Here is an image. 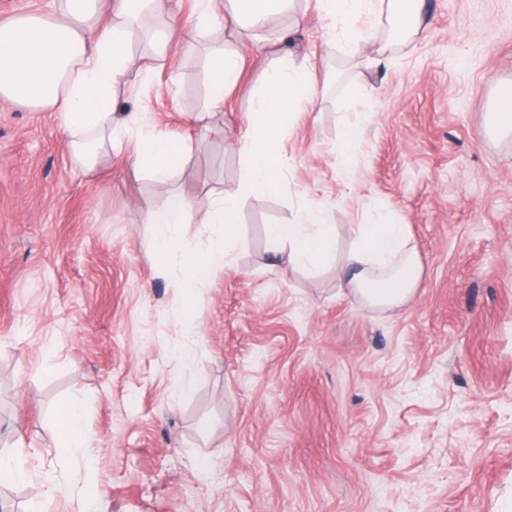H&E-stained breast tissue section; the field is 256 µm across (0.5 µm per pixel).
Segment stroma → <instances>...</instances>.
<instances>
[{"label": "stroma", "instance_id": "1", "mask_svg": "<svg viewBox=\"0 0 512 512\" xmlns=\"http://www.w3.org/2000/svg\"><path fill=\"white\" fill-rule=\"evenodd\" d=\"M198 11L171 0L159 16L175 25L165 57L132 33L153 71L113 88L117 121L192 139L171 178L138 172L122 140L80 167L55 113L0 103V453L26 470L0 478V502L79 512L90 455L100 512H512V134L488 118L512 83V0H422L406 41L368 17L355 53L317 0L268 22L261 51L197 28ZM217 41L242 68L201 122ZM289 65L316 97L276 144L282 190L242 202L227 259L190 297L188 339L186 271L154 260L146 214L237 188L263 85ZM312 213L340 254L353 225H408L414 296L382 311L343 295L333 266L282 263L267 225ZM73 395L91 436L75 455L50 426Z\"/></svg>", "mask_w": 512, "mask_h": 512}]
</instances>
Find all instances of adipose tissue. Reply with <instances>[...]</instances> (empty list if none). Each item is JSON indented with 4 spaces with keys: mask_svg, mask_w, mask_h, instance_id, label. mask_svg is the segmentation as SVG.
<instances>
[{
    "mask_svg": "<svg viewBox=\"0 0 512 512\" xmlns=\"http://www.w3.org/2000/svg\"><path fill=\"white\" fill-rule=\"evenodd\" d=\"M162 0H110L100 12L97 0H55L50 16L28 14L0 23V102L33 110L57 112L61 127L76 151L85 142L96 149L112 147L115 83L136 73L147 76V65L137 63L129 50L128 22H148ZM205 19H223L240 28L264 26L290 11L292 0H200ZM328 16L343 20L344 45L359 46L364 18L387 15L396 22V35L415 31L420 20V0H319ZM239 61L215 46L208 72V104H223L227 89L237 78ZM313 86L307 73L289 67L271 77L254 112L252 132L242 148L244 179L239 189L191 205L180 195L167 197L149 214L160 225L153 252L166 266L180 260L193 277L188 290L210 281L218 260L238 222L239 205L247 196H274L282 187L283 161L277 139L290 112L310 101ZM131 157L136 168L158 178L178 168L191 149L187 140L133 130ZM208 224L212 238L207 250L190 252L184 245V228ZM270 243L288 265L315 269L336 256V231L327 224H271ZM419 253L408 225L392 222L361 224L344 259L339 285L366 305L391 310L415 293L420 278ZM59 448L87 447L89 435L78 399L64 403L53 419Z\"/></svg>",
    "mask_w": 512,
    "mask_h": 512,
    "instance_id": "adipose-tissue-1",
    "label": "adipose tissue"
}]
</instances>
